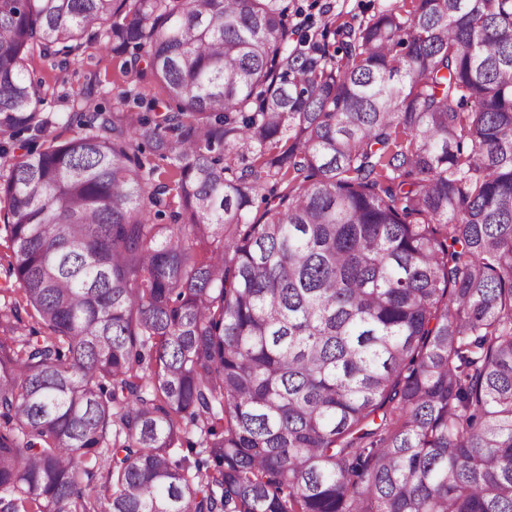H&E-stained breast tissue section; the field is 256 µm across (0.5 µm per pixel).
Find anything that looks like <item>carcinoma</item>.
Returning <instances> with one entry per match:
<instances>
[{
    "instance_id": "cac0c4a2",
    "label": "carcinoma",
    "mask_w": 512,
    "mask_h": 512,
    "mask_svg": "<svg viewBox=\"0 0 512 512\" xmlns=\"http://www.w3.org/2000/svg\"><path fill=\"white\" fill-rule=\"evenodd\" d=\"M289 10L0 0V512H512V0ZM302 7L303 14L293 16V24L297 29L293 44H298L301 36L308 39L319 37L327 21L332 22L331 29L344 23L357 24L368 20L379 9L386 5L385 0H294ZM124 58V55L101 52L91 46L79 61L71 63L65 71L54 68L50 61H35L34 71L42 78L47 93L45 111L53 114L69 112V94L82 89L90 74H95L97 79L92 104L111 106L113 96L129 87L130 77L122 72Z\"/></svg>"
}]
</instances>
